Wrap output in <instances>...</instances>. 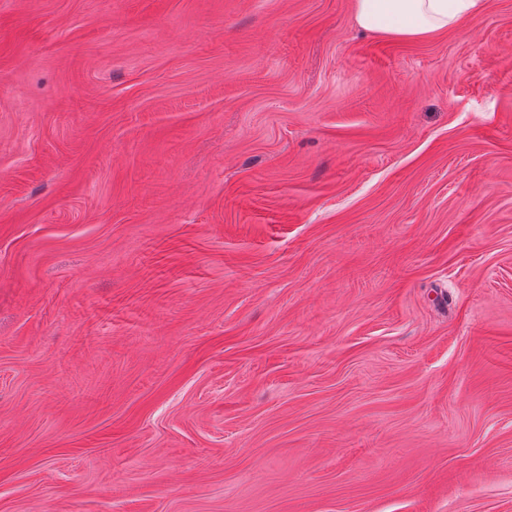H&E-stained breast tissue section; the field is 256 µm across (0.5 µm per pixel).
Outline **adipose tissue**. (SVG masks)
<instances>
[{
  "label": "adipose tissue",
  "mask_w": 512,
  "mask_h": 512,
  "mask_svg": "<svg viewBox=\"0 0 512 512\" xmlns=\"http://www.w3.org/2000/svg\"><path fill=\"white\" fill-rule=\"evenodd\" d=\"M482 7V0H355L360 26L400 39L448 32Z\"/></svg>",
  "instance_id": "obj_1"
}]
</instances>
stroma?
I'll return each mask as SVG.
<instances>
[{
    "mask_svg": "<svg viewBox=\"0 0 512 512\" xmlns=\"http://www.w3.org/2000/svg\"><path fill=\"white\" fill-rule=\"evenodd\" d=\"M0 512H512V0H0ZM483 0H356V21L365 29L400 39L448 32L483 8Z\"/></svg>",
    "mask_w": 512,
    "mask_h": 512,
    "instance_id": "stroma-1",
    "label": "stroma"
}]
</instances>
